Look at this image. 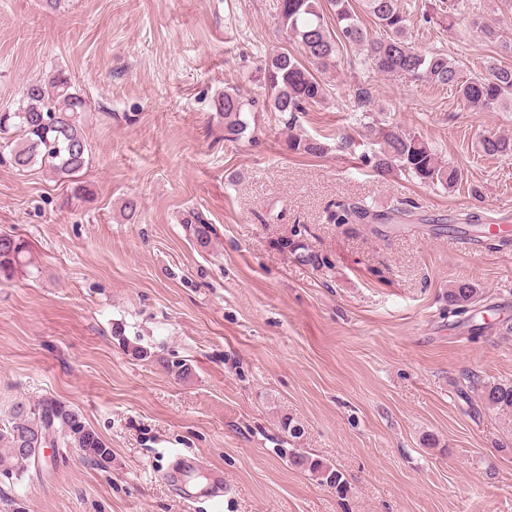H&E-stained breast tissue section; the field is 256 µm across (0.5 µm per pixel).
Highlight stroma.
I'll list each match as a JSON object with an SVG mask.
<instances>
[{"instance_id": "35a3bbf8", "label": "stroma", "mask_w": 512, "mask_h": 512, "mask_svg": "<svg viewBox=\"0 0 512 512\" xmlns=\"http://www.w3.org/2000/svg\"><path fill=\"white\" fill-rule=\"evenodd\" d=\"M399 0L412 47L463 77L512 66L469 17L512 42V0ZM277 0H0V109L61 70L84 100L85 191L0 163V233L28 263L0 279V421L19 401L59 399L110 446L98 466L44 451L37 476H0V512H512V412L470 381L512 382V330L453 326L448 286L467 279L512 320V110L463 107L454 91L373 71L342 45L320 103L286 125L263 65L300 55ZM366 88L371 104L353 94ZM249 100L253 136L224 139L225 89ZM427 141L463 173L448 191L370 162L368 126ZM321 139L320 156L289 134ZM137 198V219L123 217ZM411 211L409 224H330L337 203ZM212 226L200 244L189 223ZM503 227L494 238L469 214ZM301 232L333 272L281 242ZM480 247H464L468 237ZM186 363L188 380L166 365ZM290 416L301 438L284 434ZM340 470L347 491L292 464L289 448ZM199 464L189 491L224 474L213 502L184 500L164 474Z\"/></svg>"}]
</instances>
